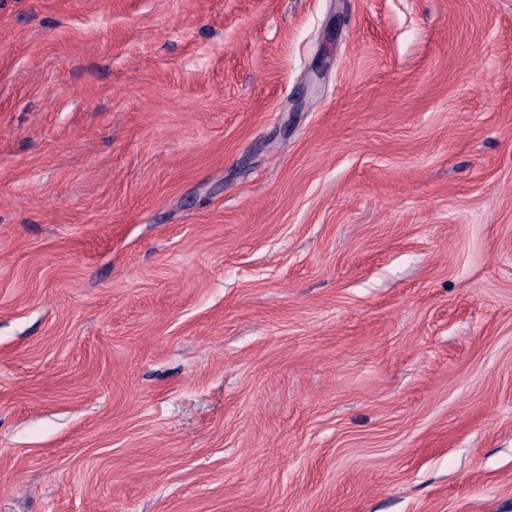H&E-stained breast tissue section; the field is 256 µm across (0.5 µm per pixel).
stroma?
Returning <instances> with one entry per match:
<instances>
[{
	"mask_svg": "<svg viewBox=\"0 0 512 512\" xmlns=\"http://www.w3.org/2000/svg\"><path fill=\"white\" fill-rule=\"evenodd\" d=\"M0 512H512V0H0Z\"/></svg>",
	"mask_w": 512,
	"mask_h": 512,
	"instance_id": "35a3bbf8",
	"label": "stroma"
}]
</instances>
